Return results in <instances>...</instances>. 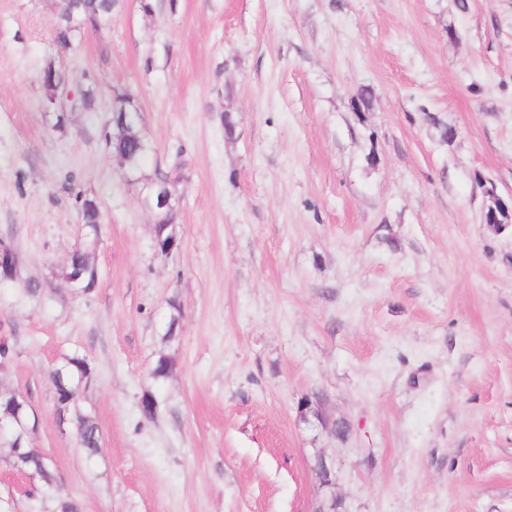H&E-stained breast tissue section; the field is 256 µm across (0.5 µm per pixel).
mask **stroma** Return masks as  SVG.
I'll list each match as a JSON object with an SVG mask.
<instances>
[{
  "instance_id": "obj_1",
  "label": "stroma",
  "mask_w": 512,
  "mask_h": 512,
  "mask_svg": "<svg viewBox=\"0 0 512 512\" xmlns=\"http://www.w3.org/2000/svg\"><path fill=\"white\" fill-rule=\"evenodd\" d=\"M149 2L115 0L60 50L55 0H0V239L17 254L0 390L38 416L28 448L80 512H512V226L481 222L482 182L512 195V0ZM50 62L95 89L62 129ZM125 91L145 177L179 191L166 255L103 139ZM80 194L102 223L97 286L76 293L61 271ZM75 352L95 370L92 456L55 411L51 373ZM315 394L346 435L305 421ZM7 453L0 512H43Z\"/></svg>"
}]
</instances>
